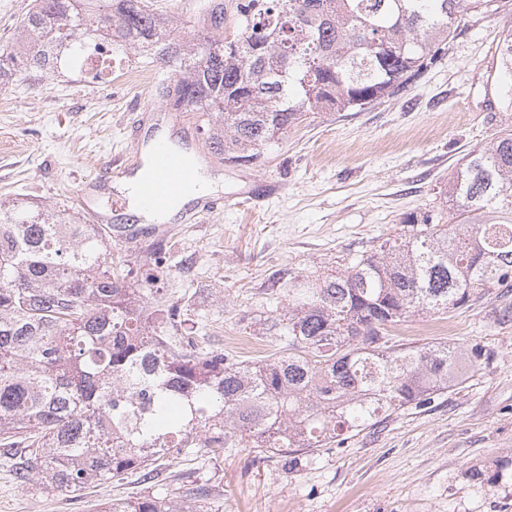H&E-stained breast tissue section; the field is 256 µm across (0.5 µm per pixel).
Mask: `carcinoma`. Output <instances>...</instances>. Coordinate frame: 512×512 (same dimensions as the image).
Returning a JSON list of instances; mask_svg holds the SVG:
<instances>
[{"label":"carcinoma","mask_w":512,"mask_h":512,"mask_svg":"<svg viewBox=\"0 0 512 512\" xmlns=\"http://www.w3.org/2000/svg\"><path fill=\"white\" fill-rule=\"evenodd\" d=\"M501 0H241L224 35L169 37L143 0H34L17 39L0 45V84L33 86L92 43L127 47L181 85L173 107L214 117L209 147L252 164L319 112L362 110L400 92L436 62L468 12ZM512 108V28L499 48ZM451 201L484 224L406 216L408 232L324 278L291 277L288 309L260 323L284 343L258 366L184 334L194 301L157 320L149 285L112 272L101 228L14 200L0 202V457L22 486L64 492L159 460L203 456L237 436L287 470L319 448L422 407L487 363L478 344L386 346L411 314L468 308L512 289V130L472 150L448 181ZM100 512H182L143 495Z\"/></svg>","instance_id":"cac0c4a2"}]
</instances>
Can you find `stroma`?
Wrapping results in <instances>:
<instances>
[{
	"mask_svg": "<svg viewBox=\"0 0 512 512\" xmlns=\"http://www.w3.org/2000/svg\"><path fill=\"white\" fill-rule=\"evenodd\" d=\"M236 0H149L171 35L187 42L210 27L208 11ZM512 26V0L496 14L462 19L440 58L406 91L356 112L315 116L270 146L255 165L207 160L222 176L224 208L168 232L145 225L136 242L104 240L128 282L155 275L161 295H195L211 347L255 365L279 342L254 321L288 304L279 278L324 276L405 233L407 214L454 223L448 180L466 154L512 130L497 102L504 83L497 45ZM132 53L97 83L49 72L36 86L12 82L0 97V201L19 198L86 223L78 189L113 158L130 153L129 126L144 109L178 144L208 149L204 119L172 111L155 83L127 81L144 69ZM512 294L490 290L471 307L413 314L387 333L394 346H467L493 352L460 388L430 405L404 408L375 429L315 452L286 471L276 455L233 441L206 460L158 461L150 480L127 474L59 493L16 484L0 466V512H97L99 503L153 492L199 512H512Z\"/></svg>",
	"mask_w": 512,
	"mask_h": 512,
	"instance_id": "obj_1",
	"label": "stroma"
}]
</instances>
